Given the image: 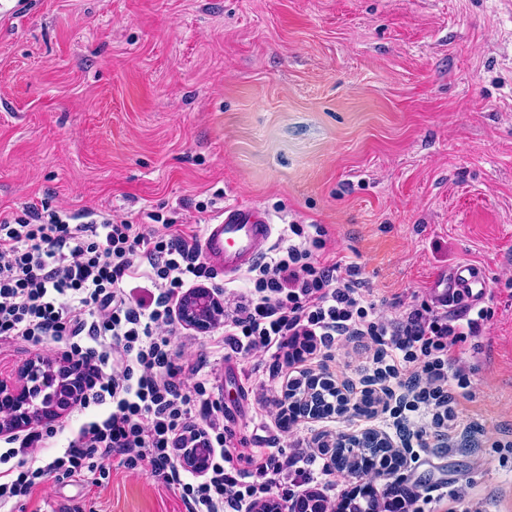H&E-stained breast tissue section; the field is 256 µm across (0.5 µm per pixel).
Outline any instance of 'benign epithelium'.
<instances>
[{"mask_svg": "<svg viewBox=\"0 0 512 512\" xmlns=\"http://www.w3.org/2000/svg\"><path fill=\"white\" fill-rule=\"evenodd\" d=\"M224 316L220 297L210 288H198L191 292L178 307V320L186 328L198 333L209 332ZM301 395L292 396L291 406L295 413L318 418L331 411L349 410L348 392L344 386H334L317 375ZM81 376L73 361L61 354L49 362L39 358L28 359L20 365L16 378H0V436H10L31 425L36 420L53 421L62 411L76 405L81 397ZM322 447L364 448L369 463L352 469L356 478L354 491L377 497L376 481L370 476L393 478L398 476L403 453L385 434L368 430L334 443L322 442ZM209 452L203 448H188L179 454L182 466L197 474L206 471Z\"/></svg>", "mask_w": 512, "mask_h": 512, "instance_id": "1", "label": "benign epithelium"}]
</instances>
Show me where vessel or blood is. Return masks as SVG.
Listing matches in <instances>:
<instances>
[{
    "instance_id": "vessel-or-blood-1",
    "label": "vessel or blood",
    "mask_w": 512,
    "mask_h": 512,
    "mask_svg": "<svg viewBox=\"0 0 512 512\" xmlns=\"http://www.w3.org/2000/svg\"><path fill=\"white\" fill-rule=\"evenodd\" d=\"M275 231L270 214L254 205L225 207L216 223L206 225L202 239L205 261L225 275L249 268L263 252ZM486 284L474 273L453 271L444 288L435 292L441 305L457 301L477 304Z\"/></svg>"
}]
</instances>
